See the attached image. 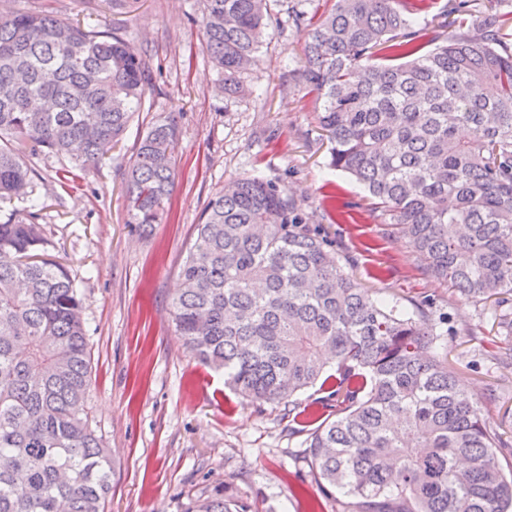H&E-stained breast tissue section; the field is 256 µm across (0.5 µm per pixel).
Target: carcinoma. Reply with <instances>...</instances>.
<instances>
[{
	"label": "carcinoma",
	"mask_w": 512,
	"mask_h": 512,
	"mask_svg": "<svg viewBox=\"0 0 512 512\" xmlns=\"http://www.w3.org/2000/svg\"><path fill=\"white\" fill-rule=\"evenodd\" d=\"M202 47L224 94H250L269 0H200ZM335 0L304 27L301 78L334 146L416 252L422 272L488 301L512 292V33L503 0ZM433 29L424 42L419 26ZM146 52L115 31L0 9V512H105L108 449L87 406L91 350L79 288L48 258L22 151L96 167L145 108ZM473 136L461 140L457 131ZM173 115L146 124L126 172L127 223H162L175 179ZM172 318L204 365L256 404L309 388L335 412L307 431L314 478L351 512H509L502 438L431 355L433 302L408 312L345 272L290 189L230 181L208 201L180 267ZM192 512H240L224 491Z\"/></svg>",
	"instance_id": "1"
}]
</instances>
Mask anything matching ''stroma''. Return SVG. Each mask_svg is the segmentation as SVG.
<instances>
[{
    "instance_id": "1",
    "label": "stroma",
    "mask_w": 512,
    "mask_h": 512,
    "mask_svg": "<svg viewBox=\"0 0 512 512\" xmlns=\"http://www.w3.org/2000/svg\"><path fill=\"white\" fill-rule=\"evenodd\" d=\"M62 20L126 34L153 69L146 120L174 115L176 177L169 214L151 235L127 222L125 169L134 139L110 149L99 168L61 179L67 163L29 155L41 203L37 216L51 258L83 297L92 347L94 426L112 457L107 512H187L223 489L244 512H343L308 466L305 434L291 433L281 406L253 405L201 365L171 320L179 267L194 226L224 184L259 175L290 188L362 288L403 305L425 298L448 317L437 346L459 385L512 444V337L499 330L502 302H477L424 275L407 239L367 208V193L330 164L331 143L303 97L302 33L274 4L249 97L234 101L202 49L199 0H21Z\"/></svg>"
}]
</instances>
